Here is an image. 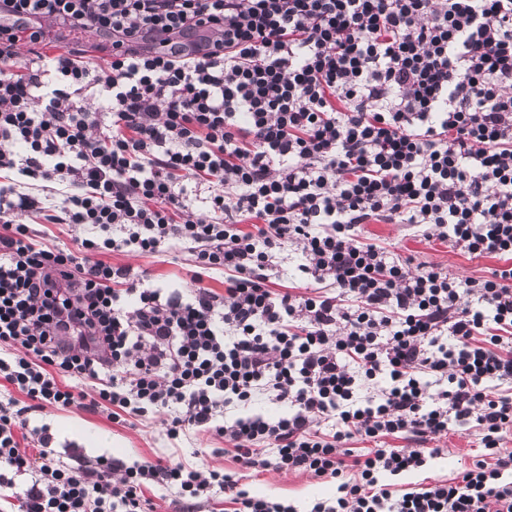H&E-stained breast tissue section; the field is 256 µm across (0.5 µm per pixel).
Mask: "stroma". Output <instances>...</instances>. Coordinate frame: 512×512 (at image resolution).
<instances>
[{"label": "stroma", "instance_id": "1", "mask_svg": "<svg viewBox=\"0 0 512 512\" xmlns=\"http://www.w3.org/2000/svg\"><path fill=\"white\" fill-rule=\"evenodd\" d=\"M363 235L370 242L393 250L399 256L414 262L431 264L449 272L479 277L499 267L495 258L474 259L435 238H425L399 224L376 222L363 227ZM107 262L124 265L134 271L145 270L158 282L166 284L189 283L188 258L182 253L162 257L132 254H108ZM34 425L49 424L55 433L57 448L66 459L85 457L95 459L104 455L124 463L141 458L153 459L165 450L164 427L151 420L133 426L109 421L105 415L92 414L75 407L60 410L49 408L35 415ZM440 456L428 461L418 471L389 477L393 491H414L438 481H447L469 466L479 449L475 437L448 433L432 442ZM251 495L273 498L296 507L297 512H311L314 504L331 503L336 497V483L332 479H315L305 474L262 472L247 478L244 484Z\"/></svg>", "mask_w": 512, "mask_h": 512}]
</instances>
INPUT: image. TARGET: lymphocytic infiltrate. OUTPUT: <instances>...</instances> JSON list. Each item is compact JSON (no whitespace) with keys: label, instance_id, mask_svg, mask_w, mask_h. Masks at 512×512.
Listing matches in <instances>:
<instances>
[{"label":"lymphocytic infiltrate","instance_id":"lymphocytic-infiltrate-1","mask_svg":"<svg viewBox=\"0 0 512 512\" xmlns=\"http://www.w3.org/2000/svg\"><path fill=\"white\" fill-rule=\"evenodd\" d=\"M1 16L0 502L154 512L162 491L194 512L217 489L228 512H295L241 487L272 469L335 480L311 512H512V0H0ZM47 21L109 39L107 65L40 52ZM152 35L175 57L140 50ZM34 218L82 229L77 249L37 240ZM374 221L501 265L413 264L364 241ZM173 250L191 288L104 260ZM260 398L284 414L251 412ZM48 406L164 416L171 452L65 462L31 423ZM451 430L477 438L470 467L381 483ZM204 433L239 471L176 456Z\"/></svg>","mask_w":512,"mask_h":512}]
</instances>
